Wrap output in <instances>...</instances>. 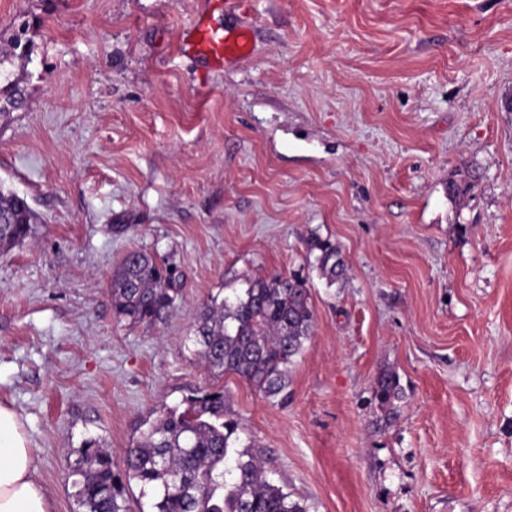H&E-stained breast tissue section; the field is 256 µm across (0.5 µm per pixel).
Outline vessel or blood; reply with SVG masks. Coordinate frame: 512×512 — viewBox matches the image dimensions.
<instances>
[{
	"label": "vessel or blood",
	"instance_id": "b4317fda",
	"mask_svg": "<svg viewBox=\"0 0 512 512\" xmlns=\"http://www.w3.org/2000/svg\"><path fill=\"white\" fill-rule=\"evenodd\" d=\"M252 37L250 23L241 21L220 30L201 19L187 30L182 49L202 64L217 70L226 63L247 56Z\"/></svg>",
	"mask_w": 512,
	"mask_h": 512
}]
</instances>
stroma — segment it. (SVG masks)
Wrapping results in <instances>:
<instances>
[{
	"label": "stroma",
	"mask_w": 512,
	"mask_h": 512,
	"mask_svg": "<svg viewBox=\"0 0 512 512\" xmlns=\"http://www.w3.org/2000/svg\"><path fill=\"white\" fill-rule=\"evenodd\" d=\"M203 12L223 26L224 0H0L25 47L0 188L40 217L0 254V404L50 512L76 508L73 449L121 461L196 389L308 512H512V0H246L250 55L206 73L179 51ZM314 233L348 276L310 278L287 404L211 375L202 305ZM133 249L186 275L163 321L113 310ZM400 378L393 372H384L377 379L375 397L382 409L394 413L396 402L404 397Z\"/></svg>",
	"instance_id": "obj_1"
}]
</instances>
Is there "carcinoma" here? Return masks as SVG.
Here are the masks:
<instances>
[{
  "label": "carcinoma",
  "mask_w": 512,
  "mask_h": 512,
  "mask_svg": "<svg viewBox=\"0 0 512 512\" xmlns=\"http://www.w3.org/2000/svg\"><path fill=\"white\" fill-rule=\"evenodd\" d=\"M38 217L27 199L0 188V252L33 237ZM305 260L332 287L347 276L340 247L315 233ZM185 275L143 249L127 252L113 269L112 305L131 325L160 322L181 298ZM315 325L309 277L300 271L224 284L201 309L193 335L197 354L214 375L235 374L268 399L288 398L289 368ZM375 397L394 412L404 397L400 378L384 372ZM187 407L163 408L136 445L125 449L124 475L112 452L95 440L75 450L71 475L78 512H126L122 477L152 495V512H307L267 479L262 460L237 449L240 424L225 418L224 391H198Z\"/></svg>",
  "instance_id": "carcinoma-1"
}]
</instances>
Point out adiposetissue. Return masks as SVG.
I'll list each match as a JSON object with an SVG mask.
<instances>
[{
	"label": "adipose tissue",
	"mask_w": 512,
	"mask_h": 512,
	"mask_svg": "<svg viewBox=\"0 0 512 512\" xmlns=\"http://www.w3.org/2000/svg\"><path fill=\"white\" fill-rule=\"evenodd\" d=\"M0 512H48L19 414L0 405Z\"/></svg>",
	"instance_id": "ef3b65f1"
}]
</instances>
